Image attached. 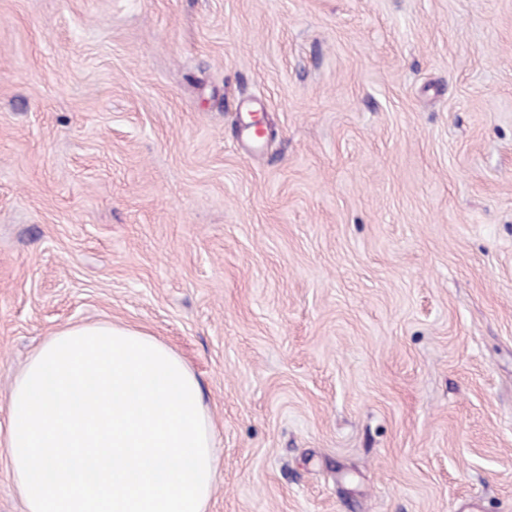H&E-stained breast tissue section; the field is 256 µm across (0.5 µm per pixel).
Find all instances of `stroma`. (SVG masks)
<instances>
[{
    "label": "stroma",
    "mask_w": 512,
    "mask_h": 512,
    "mask_svg": "<svg viewBox=\"0 0 512 512\" xmlns=\"http://www.w3.org/2000/svg\"><path fill=\"white\" fill-rule=\"evenodd\" d=\"M99 323L198 378L208 512H512V0H0V444Z\"/></svg>",
    "instance_id": "1"
}]
</instances>
